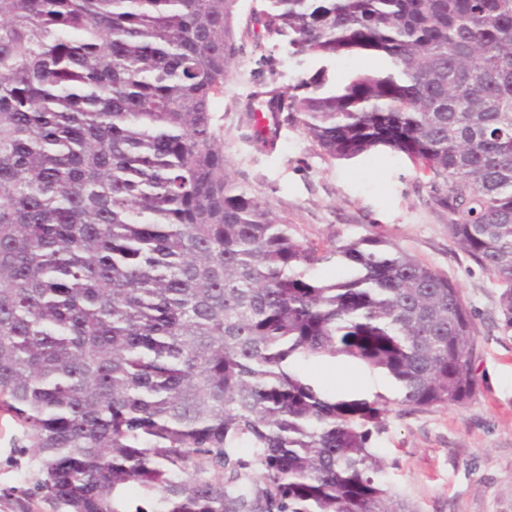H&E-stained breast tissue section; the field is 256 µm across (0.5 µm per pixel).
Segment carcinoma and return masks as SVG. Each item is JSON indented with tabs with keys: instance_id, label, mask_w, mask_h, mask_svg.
Returning a JSON list of instances; mask_svg holds the SVG:
<instances>
[{
	"instance_id": "1",
	"label": "carcinoma",
	"mask_w": 512,
	"mask_h": 512,
	"mask_svg": "<svg viewBox=\"0 0 512 512\" xmlns=\"http://www.w3.org/2000/svg\"><path fill=\"white\" fill-rule=\"evenodd\" d=\"M251 139L429 174L449 238L512 329V0H265ZM232 0H0V414L53 512H417L372 438L391 406L474 394L477 326L448 277L380 236L293 237L224 165L213 103ZM364 53L375 70L336 79ZM332 259L341 275L315 270ZM377 371L337 395L304 367ZM306 371L314 381L330 385L342 393L392 396L391 385L382 374L337 359L314 363L307 366Z\"/></svg>"
}]
</instances>
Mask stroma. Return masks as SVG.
I'll return each instance as SVG.
<instances>
[{"mask_svg":"<svg viewBox=\"0 0 512 512\" xmlns=\"http://www.w3.org/2000/svg\"><path fill=\"white\" fill-rule=\"evenodd\" d=\"M259 0H235L231 27L239 48L214 104L222 116L224 163L251 195L267 200L299 240L329 245L348 238H388L444 273L461 291L478 328V386L462 406L387 416L374 442L390 491L416 512H512V330L501 326V287L448 237V212L432 203L430 178L403 155L380 147L352 160H334L299 127L281 131L272 154L256 151L245 104L257 83L294 84L312 62L258 65L252 38ZM314 381L342 393L391 394L380 373L341 361L314 363ZM13 425L0 419V512H21L30 475L11 447Z\"/></svg>","mask_w":512,"mask_h":512,"instance_id":"stroma-1","label":"stroma"}]
</instances>
